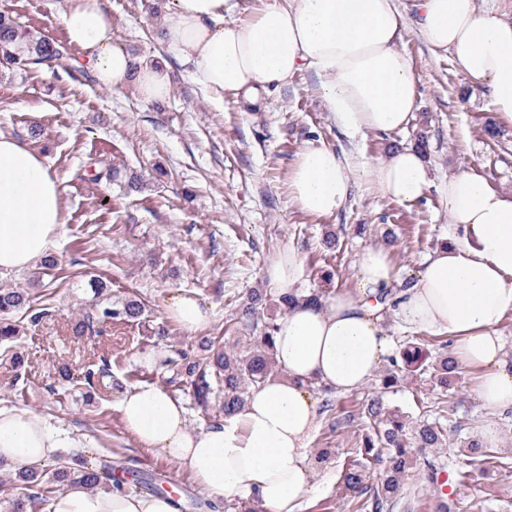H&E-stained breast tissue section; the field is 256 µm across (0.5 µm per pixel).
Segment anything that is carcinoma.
<instances>
[{"label": "carcinoma", "mask_w": 512, "mask_h": 512, "mask_svg": "<svg viewBox=\"0 0 512 512\" xmlns=\"http://www.w3.org/2000/svg\"><path fill=\"white\" fill-rule=\"evenodd\" d=\"M6 60L11 66L20 69L33 68L53 74L67 69L68 57L65 46L61 43L38 37L29 30L19 26L7 14L0 13V61ZM93 180L107 182L121 180L126 191H140L144 180L135 172L120 173L116 169L107 168L93 175ZM95 295L101 297L98 303L97 320L108 322L115 318L135 321L142 317L143 308L136 300H126L112 304V300L103 297L104 285H96ZM324 291L312 289L303 291L300 296L286 294L273 299L261 288L250 291L247 301L240 313V323L260 332L253 346L240 352H222L214 356L212 366L216 378L224 382V417L228 418L239 412L245 405L250 392L260 387L277 371L273 350V334L276 322L282 317L289 306L297 299L311 304H319ZM30 305L28 292L23 288H3L0 286V344L7 346L0 351V358L9 360L11 368L18 369L21 357L10 352L8 343L18 337V326L5 321L4 315L23 309ZM428 358L425 344L414 337L404 343L403 348L389 358L388 368L379 382L380 393L371 398L367 405V414L375 437H365L364 453L382 465V473L378 486L373 490L371 499L357 502L356 510L364 512H390L397 504V496L409 473L413 469L415 448H439L445 442V434L438 422H424L409 428L404 415L385 408L383 394L394 387L397 376L403 371L414 372L423 366ZM110 361L103 360L97 369L88 368L79 377L67 368L61 370L65 381L74 386L92 389L99 378L109 374ZM436 384L443 392H448L457 364L451 356L439 357L433 367ZM194 396L197 403L205 405L213 394L211 374L207 370H199L192 381ZM462 465L482 457L492 459L489 450L480 438L472 435L466 439ZM365 462L354 459L343 470L344 485L350 496L357 498L365 493L364 472ZM0 471L10 475V481L21 485V492L9 499L6 512H34V509L50 500L53 486H69L80 483L90 490L117 489L129 491L128 484L112 476V467L105 463H94L81 456L73 462L39 463L32 466L17 465L0 460Z\"/></svg>", "instance_id": "1"}]
</instances>
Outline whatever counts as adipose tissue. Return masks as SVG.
Segmentation results:
<instances>
[{
	"instance_id": "1",
	"label": "adipose tissue",
	"mask_w": 512,
	"mask_h": 512,
	"mask_svg": "<svg viewBox=\"0 0 512 512\" xmlns=\"http://www.w3.org/2000/svg\"><path fill=\"white\" fill-rule=\"evenodd\" d=\"M398 2L263 0L243 20L233 16L234 0H166L161 41L216 99L230 93L253 101L267 86L313 71L331 120L355 141L406 129L415 117L417 80L400 47ZM411 8L426 42L487 83L497 115L512 120V21L477 0H412ZM62 23L101 85L118 91L135 84L146 102L171 95L167 63L135 59L113 41L103 0H68ZM432 188L445 200L448 233L394 302L379 300L396 283L389 250L366 247L355 289L330 291L318 305L298 303L278 320V373L232 417L195 429L183 404L160 386L124 392L118 411L137 442L210 494L253 499L265 512H295L315 490L307 451L318 415L313 390L349 393L373 378L392 350L382 328L389 313L409 327L450 336L457 361L481 371L483 407L492 413L512 407V356L497 332L512 314V195L493 189L472 167L434 183L413 146L370 160L311 142L288 180L291 204L316 217L335 215L357 190L410 205ZM62 219L61 188L44 157L0 133V274L30 269L46 256ZM302 269L296 249H281L265 267L264 282L277 296L295 292ZM82 445L38 413L0 408L1 459L35 465ZM52 512L178 510L167 496L73 484L56 496Z\"/></svg>"
}]
</instances>
